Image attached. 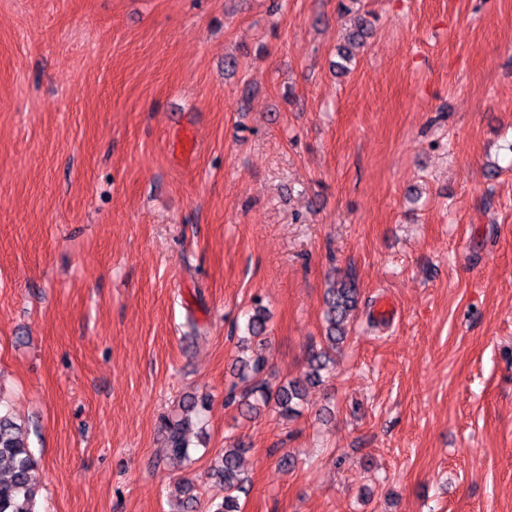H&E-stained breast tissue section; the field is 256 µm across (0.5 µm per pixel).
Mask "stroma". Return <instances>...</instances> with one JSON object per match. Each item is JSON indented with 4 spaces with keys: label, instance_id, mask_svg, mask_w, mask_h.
<instances>
[{
    "label": "stroma",
    "instance_id": "35a3bbf8",
    "mask_svg": "<svg viewBox=\"0 0 512 512\" xmlns=\"http://www.w3.org/2000/svg\"><path fill=\"white\" fill-rule=\"evenodd\" d=\"M356 7L341 77L338 0H0V400L37 512L221 499L238 439L243 512H512V0ZM347 272L299 416L225 407L253 299L296 376ZM366 35H368L367 28L362 24L351 33L349 37L350 47H343L339 49L338 55L342 62H336L335 66L340 70V72H350L351 69L348 67V64L352 62L354 57L352 48L361 46ZM162 429L166 435L170 455L180 461L188 459L190 443L184 435L183 421L164 418Z\"/></svg>",
    "mask_w": 512,
    "mask_h": 512
}]
</instances>
